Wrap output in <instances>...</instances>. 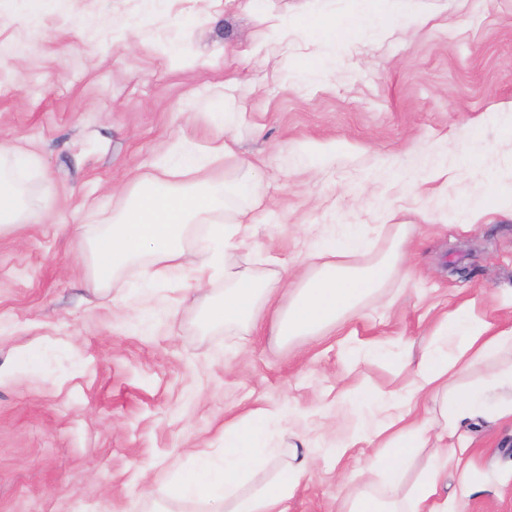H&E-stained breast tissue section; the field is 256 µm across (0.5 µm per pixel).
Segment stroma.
<instances>
[{"mask_svg":"<svg viewBox=\"0 0 512 512\" xmlns=\"http://www.w3.org/2000/svg\"><path fill=\"white\" fill-rule=\"evenodd\" d=\"M349 0H0V144L35 154L23 174L35 221L0 233V512H152L174 465L224 454V423L263 403L292 407L287 433L318 460L288 512H336L341 473L368 453L336 461L330 440L381 409L344 421L317 413L352 384L399 389L406 344L422 348L440 316L468 298L512 325V212L493 207L464 228V203L512 197V0H407L427 17L392 35L367 33L340 52L323 80L294 74L308 38L264 59L266 16L344 13ZM237 112V157L257 161L268 211L230 260L268 272L272 254L294 272L308 224L371 226L376 250L407 232L411 282L392 279L384 300L348 315L349 339L284 342L266 330L204 326L221 296L212 276L146 284L136 269L97 287L80 246L125 204L114 194L151 176L171 142L204 148L210 115ZM474 158L455 166V152ZM447 167V179L435 175ZM376 341L382 357L349 372ZM469 463L482 488L469 512H512V425L472 427Z\"/></svg>","mask_w":512,"mask_h":512,"instance_id":"stroma-1","label":"stroma"}]
</instances>
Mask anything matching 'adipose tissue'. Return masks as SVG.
Listing matches in <instances>:
<instances>
[{
    "instance_id": "adipose-tissue-1",
    "label": "adipose tissue",
    "mask_w": 512,
    "mask_h": 512,
    "mask_svg": "<svg viewBox=\"0 0 512 512\" xmlns=\"http://www.w3.org/2000/svg\"><path fill=\"white\" fill-rule=\"evenodd\" d=\"M394 17L382 0H352L342 17L309 16L298 26L336 46L367 30L386 29ZM233 156L227 137L203 150L182 140L172 143L157 161L150 185L89 240L86 259L96 283L109 287L135 265L149 281L189 271L202 284L220 268L224 293L206 309L205 322L249 330L267 324L275 336L291 341L343 328L348 313L378 296L393 277H408L403 228L392 233L385 251L365 262L361 256L369 242L358 224L345 225L340 236L319 237L299 275L266 277L228 265L226 249L252 237L263 222L261 202L251 196L252 163H245L241 180L233 184L203 180L204 170ZM37 164L36 157L0 146V232L14 228L25 197L20 175ZM230 202L236 205L234 222L207 223V216L224 213ZM198 221L202 235L193 247L187 236ZM403 368L401 390L343 392L358 405L385 404L388 415L381 426L354 431L336 444L339 458L361 443L375 449L357 473L359 486L339 496L337 512H466L475 491L464 462L470 427L487 419L512 423V325L490 321L476 299L445 312L430 345L419 357H406ZM282 420V407L266 404L225 422L223 457L196 455L168 496L205 503L209 512H287L315 458L307 449L272 447ZM422 455L426 465L406 481L407 465ZM452 465L460 491L448 495L443 481Z\"/></svg>"
}]
</instances>
